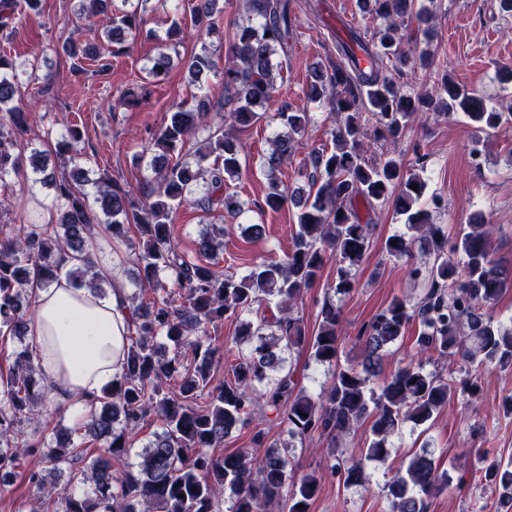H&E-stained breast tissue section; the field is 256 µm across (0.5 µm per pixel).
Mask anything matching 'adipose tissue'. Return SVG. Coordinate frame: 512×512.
<instances>
[{
  "instance_id": "adipose-tissue-1",
  "label": "adipose tissue",
  "mask_w": 512,
  "mask_h": 512,
  "mask_svg": "<svg viewBox=\"0 0 512 512\" xmlns=\"http://www.w3.org/2000/svg\"><path fill=\"white\" fill-rule=\"evenodd\" d=\"M101 272L110 282L104 296L74 288L63 276L32 291L33 361L55 404L69 411L90 408L124 372L127 290L112 262L102 263Z\"/></svg>"
}]
</instances>
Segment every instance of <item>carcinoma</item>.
I'll list each match as a JSON object with an SVG mask.
<instances>
[{
	"label": "carcinoma",
	"instance_id": "1",
	"mask_svg": "<svg viewBox=\"0 0 512 512\" xmlns=\"http://www.w3.org/2000/svg\"><path fill=\"white\" fill-rule=\"evenodd\" d=\"M138 2L141 9L129 11L117 8L114 0H77V25L86 22L91 27V19L97 18L104 37L100 43L67 39L63 50L75 68L126 53L128 38L145 24L149 0ZM218 2L196 0L191 25L212 33ZM358 2L363 13L385 22L373 44L359 42L370 64L361 66L356 49L338 42V61L314 74L307 97L330 106L332 147L312 150L309 167L293 185L282 183L274 171L296 153V136L312 116L303 111L276 113L288 133L271 140L264 204L272 211L294 209L293 245L284 259L255 263L243 275L190 259L171 242L170 224L183 206L205 212L217 206L228 214H238L243 207L227 186L241 174V144L219 128L195 150L187 149L194 129L210 112L207 97L195 98L188 108L178 107L151 135L146 146L152 174L149 193L135 200L104 176L91 199L83 189L86 170L78 149L83 139L78 124H70L55 146L56 155L71 162L70 174L48 166V158L37 149L25 155L28 122L15 97L31 76L0 54V183L19 175L26 159L32 182L53 188L58 212L57 223L50 226L0 227V337L24 340L34 281L49 285L63 273L77 289L105 293L94 247L97 228L106 226L114 239L126 238L132 228L138 233V241L131 245L132 331L123 348L124 376L103 389L85 423L56 431L46 452L44 437L26 438L17 426L34 412L49 387L29 346L12 350L8 369L0 373V495L21 461L36 456L38 468L26 477L45 512H223L225 492L229 512H269L274 507L278 512H310L319 481L311 474L291 478V441L319 433L334 445L368 420L373 439L365 457L384 462L391 438L405 423L427 424L452 395H479L477 379L453 389L442 375L425 370L420 359L409 360L376 383L383 356L410 324L420 328L419 354L512 366V328L501 329L493 314L499 299L512 288V272L492 258L491 230L474 223L451 237L448 225L434 223L432 213L445 204L442 197L427 195L420 146L413 147L420 168L407 170L393 157L366 159L363 143L366 137L375 142L398 140L417 112L462 115L477 134L511 129L512 102L487 104L446 73L430 90L415 91L404 80L408 53L426 69L433 52L418 48L416 40L412 48H405L400 24L414 21L425 36L433 20L431 10L415 9V0ZM247 4V20L235 27L223 66L205 47L186 64L195 77L220 71L224 121L238 128L265 118L266 104L276 92L273 59L288 55L292 32L291 0ZM42 5L43 0H0V32L14 30L31 13L41 14ZM173 66V57L166 52L148 59L147 81L125 92L123 104L136 108L146 103L149 85L163 81ZM413 185L418 189L412 190ZM359 203L369 212L392 207L418 233L414 238L393 234L386 238L384 250L396 259L416 252L426 258L424 266L413 267L410 275L424 278L427 292L418 302L393 298L360 330L359 360L342 365L340 308L326 300L320 324L310 336L292 307L320 278L329 250L336 255L337 267L328 290L346 296L356 288L352 270L364 261L376 228L371 221H362ZM221 236L217 226L202 235L204 255H218L224 248ZM64 255L74 260L67 269L61 267ZM146 293L152 298L141 300ZM226 318L238 321L231 339L237 350L229 365L233 380L215 385L212 371L218 351L207 330ZM305 347L316 362L333 367L330 384L315 396L297 389L294 373L287 369L285 352ZM257 408L275 413L278 423L286 426L288 443L268 445L256 464L246 451L216 452L231 431L251 423ZM150 415L160 430L138 454L137 471L121 469L120 462L131 452V437ZM80 433L94 447H80L74 439ZM485 462L484 481L512 503V462L496 457ZM65 466L81 476L85 490L61 489L47 480ZM332 469L343 473L346 484L363 480L358 462L345 460ZM449 481V471L439 469L431 452L412 454L405 472L396 473L387 484L389 512H427L428 499L448 488Z\"/></svg>",
	"mask_w": 512,
	"mask_h": 512
}]
</instances>
